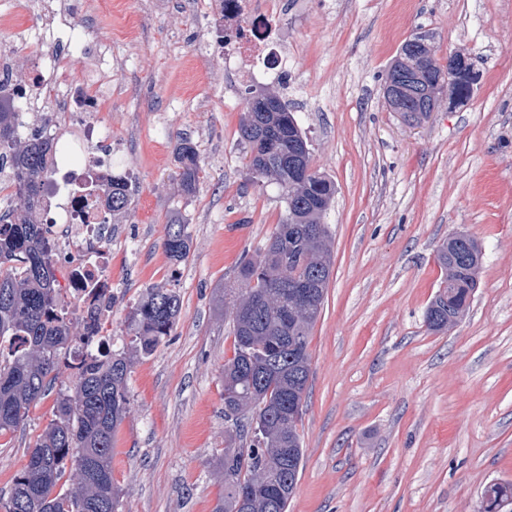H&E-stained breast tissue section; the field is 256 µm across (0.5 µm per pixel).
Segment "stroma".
<instances>
[{"mask_svg": "<svg viewBox=\"0 0 512 512\" xmlns=\"http://www.w3.org/2000/svg\"><path fill=\"white\" fill-rule=\"evenodd\" d=\"M77 2L86 42L113 65L93 118L112 133L113 171L136 188L112 241L117 302L102 334L128 350L129 314L149 289L181 301L171 335L132 359L114 452L121 512H213L224 492V288L286 210L276 185L254 183L239 137L258 91L284 97L312 166L336 186L288 512H480L487 485L512 483V0H286L288 81L255 89L224 70V29L204 26L211 0ZM420 30L440 57L465 53L479 78L464 104L445 98L411 121L382 87ZM184 136L203 169L190 196L177 179ZM175 221L190 235L179 264L162 247ZM456 232L481 249L477 286L469 310L434 332L437 253ZM71 384L61 372L0 447V493Z\"/></svg>", "mask_w": 512, "mask_h": 512, "instance_id": "35a3bbf8", "label": "stroma"}]
</instances>
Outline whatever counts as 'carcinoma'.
<instances>
[{
    "label": "carcinoma",
    "mask_w": 512,
    "mask_h": 512,
    "mask_svg": "<svg viewBox=\"0 0 512 512\" xmlns=\"http://www.w3.org/2000/svg\"><path fill=\"white\" fill-rule=\"evenodd\" d=\"M278 115L269 131L283 136L282 156L265 155L257 121L247 112L239 137L248 148V168L259 181L278 184L286 214L260 254L245 258L238 270L237 301L230 311L233 354L224 362V412L252 411L248 447L228 434L223 468L224 496L214 512H287L303 469L298 431L310 372L309 336L332 273L330 235L321 223L336 192L321 172L300 184L289 165L291 137L305 139L288 102L277 98ZM20 113L0 99V169L9 170L8 196L18 200L0 212V439L13 434L48 393L67 352L78 342L101 335L95 311H61L48 231L37 220L50 160L57 141L18 135ZM178 184L192 195L200 183V158L184 138L177 152ZM102 204L117 219L131 204L129 181L112 176L102 188ZM163 248L175 263L189 253L185 225L171 224ZM477 242L457 234L444 242L437 260L451 268L426 311L430 329L448 326L464 312L477 285ZM180 298L152 288L130 316L132 351L149 356L171 335ZM131 357L104 349L88 355L70 392L56 402L52 419L29 446V461L10 491L0 496V512H119L120 494L112 473L118 426L130 407L127 380ZM77 484L57 490L64 478ZM484 512H512V484L494 483L484 491Z\"/></svg>",
    "instance_id": "obj_1"
}]
</instances>
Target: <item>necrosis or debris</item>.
I'll return each mask as SVG.
<instances>
[{
    "mask_svg": "<svg viewBox=\"0 0 512 512\" xmlns=\"http://www.w3.org/2000/svg\"><path fill=\"white\" fill-rule=\"evenodd\" d=\"M224 65L242 85H256L288 71V43L278 39L282 0H221ZM34 0H10L0 10V26L16 31L20 49L33 59L23 78H14L12 52L0 48V94L38 120L41 132L61 139L52 158L53 176L39 220L57 248L64 273L67 309L95 308L100 320L112 315V217L91 210L86 194L112 178V136L93 123L90 112L104 105L112 84V59L97 53L88 79H75L67 55L57 45L83 44L70 9L57 22L35 21Z\"/></svg>",
    "mask_w": 512,
    "mask_h": 512,
    "instance_id": "necrosis-or-debris-1",
    "label": "necrosis or debris"
}]
</instances>
